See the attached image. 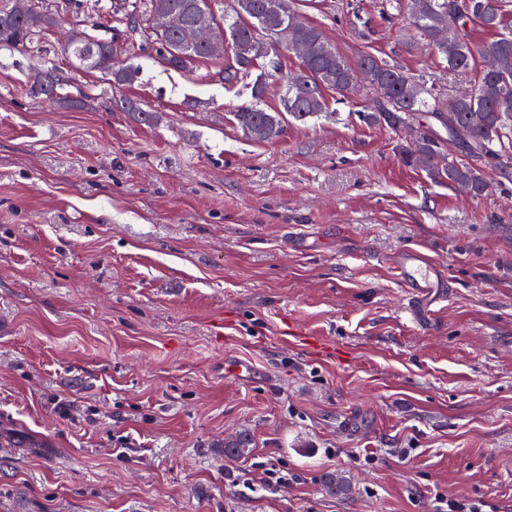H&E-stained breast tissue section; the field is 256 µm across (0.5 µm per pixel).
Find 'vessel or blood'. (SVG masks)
<instances>
[{
    "instance_id": "vessel-or-blood-1",
    "label": "vessel or blood",
    "mask_w": 512,
    "mask_h": 512,
    "mask_svg": "<svg viewBox=\"0 0 512 512\" xmlns=\"http://www.w3.org/2000/svg\"><path fill=\"white\" fill-rule=\"evenodd\" d=\"M394 272L408 296L407 308L415 320H425L432 307L448 295V277L443 267L416 248L399 251Z\"/></svg>"
}]
</instances>
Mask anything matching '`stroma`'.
Segmentation results:
<instances>
[{
    "mask_svg": "<svg viewBox=\"0 0 512 512\" xmlns=\"http://www.w3.org/2000/svg\"><path fill=\"white\" fill-rule=\"evenodd\" d=\"M395 5L294 2L349 61L473 83ZM97 10L0 48V433L37 441L0 447V512H512V155L481 196L435 183L361 121V92L254 142L225 59L177 72L138 42L132 85L74 69L67 37ZM52 67L68 101L30 90ZM405 247L448 274L423 325ZM241 431L248 454L225 457Z\"/></svg>",
    "mask_w": 512,
    "mask_h": 512,
    "instance_id": "1",
    "label": "stroma"
}]
</instances>
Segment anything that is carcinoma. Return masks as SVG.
Returning a JSON list of instances; mask_svg holds the SVG:
<instances>
[{
  "label": "carcinoma",
  "instance_id": "carcinoma-1",
  "mask_svg": "<svg viewBox=\"0 0 512 512\" xmlns=\"http://www.w3.org/2000/svg\"><path fill=\"white\" fill-rule=\"evenodd\" d=\"M232 2V12L219 15L211 0H111L104 11L111 12L116 23L112 37L100 36L102 24L91 17L85 23L83 37L71 42L67 53L77 70L110 72L115 86H129L137 79L135 69L114 61L121 40L157 46V54L167 67L178 72L191 71L212 59L206 47L183 44L178 30L156 27V19L167 13L179 15L186 23L204 20L214 30L226 32L233 53L232 65L224 69V82L228 84L260 68L259 60L266 57V51L256 36L258 29L290 51L296 44L308 46L298 70L284 85V112H268L259 106L266 93L264 73L252 84L253 102L233 112L236 126L256 142L281 138L287 115L304 122L325 111L327 92L355 91L361 72L368 77L366 90L376 99L375 109L363 114V121L369 125H385L397 131L413 122L417 113H431L448 98L436 83L420 81L373 55L362 56L355 65L350 63L319 27L304 21L292 7V0H283L285 10L281 13L272 10V0ZM41 4L42 0H5L0 4V48L24 46L56 25V15L44 11ZM403 9L449 68L466 69L478 58L484 62L473 96L454 102L460 137L450 136L446 142L469 157L487 163L496 161L512 147V26L508 22L512 0H404ZM472 22L492 32V37L473 42L467 30ZM66 86V80L52 68L39 76L36 90L45 100L54 101L65 98ZM120 106L144 124L156 123L155 113L133 99H121ZM446 142L429 127L419 128L411 139L401 142V158L435 181L464 188L474 197L482 195L488 183L481 169L445 151ZM250 444V434L239 432L224 441V455L241 457L249 452ZM324 487L337 496L350 492V485L337 472L325 476Z\"/></svg>",
  "mask_w": 512,
  "mask_h": 512
}]
</instances>
